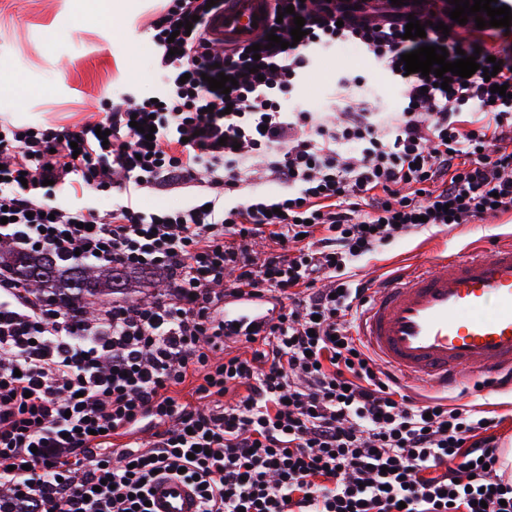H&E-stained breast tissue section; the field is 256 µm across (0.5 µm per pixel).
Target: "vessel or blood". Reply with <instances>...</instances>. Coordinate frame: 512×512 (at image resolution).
<instances>
[{"instance_id":"obj_1","label":"vessel or blood","mask_w":512,"mask_h":512,"mask_svg":"<svg viewBox=\"0 0 512 512\" xmlns=\"http://www.w3.org/2000/svg\"><path fill=\"white\" fill-rule=\"evenodd\" d=\"M265 0H225L209 22L214 44H241L266 29ZM267 316L253 300L225 306L226 326ZM360 335L402 384L452 392L512 374V241L420 264L374 290ZM151 512H197L194 487L173 477L154 481Z\"/></svg>"}]
</instances>
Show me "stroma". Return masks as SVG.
I'll return each instance as SVG.
<instances>
[{
  "mask_svg": "<svg viewBox=\"0 0 512 512\" xmlns=\"http://www.w3.org/2000/svg\"><path fill=\"white\" fill-rule=\"evenodd\" d=\"M85 0H0V68L23 84L20 93L0 95V119L16 125L71 128L91 119L110 100L163 95L166 80L154 63L157 48L148 24L158 0H132L119 27L104 14L85 8ZM359 77L381 102H401L398 84L371 55L347 57L337 50L319 52L284 108L303 106L321 112L338 75ZM512 236V213L457 227H426L362 260L356 277L382 279L411 270L419 261L488 247ZM459 402L493 412L495 433L512 448V399L503 391H456Z\"/></svg>",
  "mask_w": 512,
  "mask_h": 512,
  "instance_id": "stroma-1",
  "label": "stroma"
}]
</instances>
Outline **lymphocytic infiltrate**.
<instances>
[{
    "label": "lymphocytic infiltrate",
    "mask_w": 512,
    "mask_h": 512,
    "mask_svg": "<svg viewBox=\"0 0 512 512\" xmlns=\"http://www.w3.org/2000/svg\"><path fill=\"white\" fill-rule=\"evenodd\" d=\"M223 4L169 0L150 22L171 85L161 103L114 101L75 131L0 122V245L169 283L78 326L0 269V512H149L151 482L177 475L199 512H512L486 415L403 393L351 332L371 284L348 275L422 224L512 212V28L451 21L448 0H271L289 46L262 33L255 54L207 38ZM412 18L425 37H406ZM346 43L391 73L401 106L378 109L344 78L339 122L284 111L314 54ZM422 46L464 50L480 69L446 90L399 70ZM491 56L501 68L488 81ZM221 73L237 81L230 94L208 84ZM257 163L287 194L225 209ZM74 186L200 194L147 214L72 206L58 191ZM244 297L276 310L245 333L246 353L224 341V302Z\"/></svg>",
    "instance_id": "1"
}]
</instances>
